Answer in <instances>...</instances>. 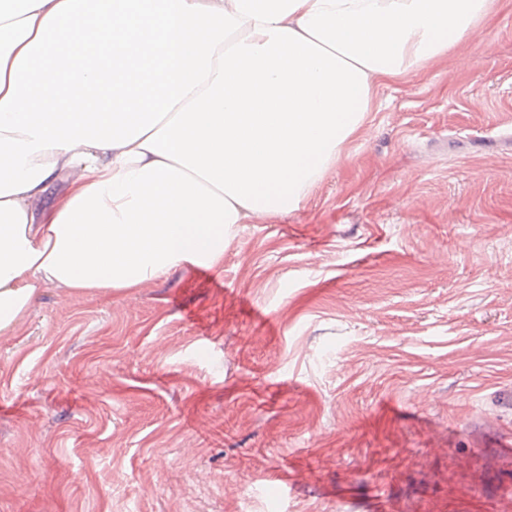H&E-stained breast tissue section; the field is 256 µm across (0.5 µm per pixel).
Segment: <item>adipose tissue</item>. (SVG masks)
Segmentation results:
<instances>
[{
    "instance_id": "1",
    "label": "adipose tissue",
    "mask_w": 512,
    "mask_h": 512,
    "mask_svg": "<svg viewBox=\"0 0 512 512\" xmlns=\"http://www.w3.org/2000/svg\"><path fill=\"white\" fill-rule=\"evenodd\" d=\"M497 3L0 0V332L50 285L218 267L233 225L300 207L376 86Z\"/></svg>"
}]
</instances>
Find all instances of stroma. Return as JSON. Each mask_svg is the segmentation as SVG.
I'll return each instance as SVG.
<instances>
[{
    "instance_id": "obj_1",
    "label": "stroma",
    "mask_w": 512,
    "mask_h": 512,
    "mask_svg": "<svg viewBox=\"0 0 512 512\" xmlns=\"http://www.w3.org/2000/svg\"><path fill=\"white\" fill-rule=\"evenodd\" d=\"M509 430L512 0L219 267L0 333V512H512Z\"/></svg>"
}]
</instances>
